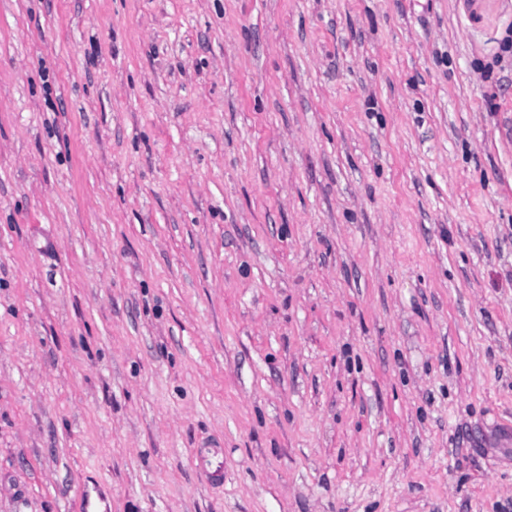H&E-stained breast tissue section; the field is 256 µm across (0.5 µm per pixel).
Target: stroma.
Listing matches in <instances>:
<instances>
[{
  "instance_id": "35a3bbf8",
  "label": "stroma",
  "mask_w": 512,
  "mask_h": 512,
  "mask_svg": "<svg viewBox=\"0 0 512 512\" xmlns=\"http://www.w3.org/2000/svg\"><path fill=\"white\" fill-rule=\"evenodd\" d=\"M511 31L0 0V512H512Z\"/></svg>"
}]
</instances>
